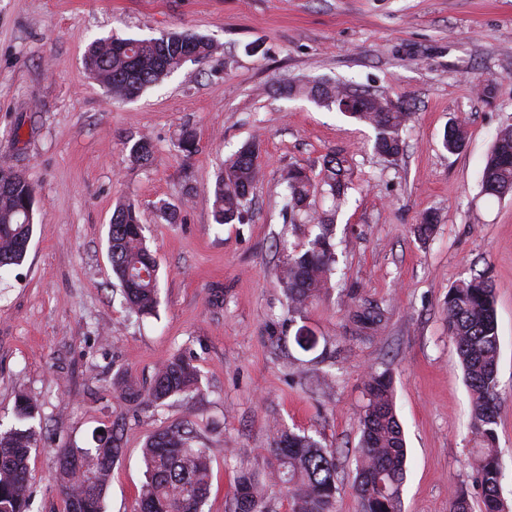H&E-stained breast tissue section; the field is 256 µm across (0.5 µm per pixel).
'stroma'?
<instances>
[{
  "label": "stroma",
  "mask_w": 512,
  "mask_h": 512,
  "mask_svg": "<svg viewBox=\"0 0 512 512\" xmlns=\"http://www.w3.org/2000/svg\"><path fill=\"white\" fill-rule=\"evenodd\" d=\"M188 31L216 52L186 63L138 98L117 102L87 72L99 38ZM488 81L475 89L473 74ZM327 80L388 96L413 112L394 159L372 150L373 129L270 86ZM465 117L469 141L442 146ZM512 125V0H0V165L36 190L25 261L0 272V426L19 396L33 399L41 436L29 459L30 512H66L56 451L92 447L116 425L122 454L105 512H133L142 449L187 425L212 475L202 512H234L233 479L262 465L283 425L343 450L335 512H359L351 487L364 381L389 371L408 448L403 512H448L456 490L479 512L471 478V402L448 337V290L479 271L497 298L501 495L512 505V197L483 195L497 131ZM192 134L198 151L175 149ZM150 162L132 161L139 138ZM259 147L262 176L236 224L212 217L225 159ZM347 154L354 185L336 215L333 288L289 317L280 284L284 245L302 243L283 211L281 176ZM177 213L167 223L157 209ZM134 205L160 268L155 315L122 305L107 257L113 212ZM437 218L429 240L414 233ZM357 301L385 312L373 341L352 339ZM317 338L305 351L300 327ZM180 354L201 391L164 404L125 398L119 378L147 389ZM332 383L315 385L321 373ZM467 127L463 120L455 119L448 124L444 132L442 145L449 153L461 151L465 145Z\"/></svg>",
  "instance_id": "35a3bbf8"
}]
</instances>
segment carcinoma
Returning <instances> with one entry per match:
<instances>
[{
    "instance_id": "1",
    "label": "carcinoma",
    "mask_w": 512,
    "mask_h": 512,
    "mask_svg": "<svg viewBox=\"0 0 512 512\" xmlns=\"http://www.w3.org/2000/svg\"><path fill=\"white\" fill-rule=\"evenodd\" d=\"M215 46L203 36L174 32L159 38L110 37L90 44L86 67L117 101L138 97L147 88L180 69L186 62H200ZM279 93L310 100L328 109L343 111L354 99L359 111L349 113L376 132L373 149L398 157L404 147L402 132L411 121L410 108L387 98L347 85L326 83L284 84ZM467 127L455 119L444 132L442 145L450 153L465 145ZM153 144L141 137L129 155L147 161ZM318 174L305 167L288 169L282 176L289 222L307 230L300 249H289L281 284L288 311L305 309L325 290L336 269L333 243L336 212L351 184L352 163L340 151L331 150L321 160ZM258 148L242 145L224 162V170L212 189L213 217L217 224L242 220L251 191L259 180ZM481 185L489 196H512V126L499 130L486 157ZM331 201L318 210L317 199ZM35 189L18 170L0 165V268L23 263L35 224ZM112 274L118 281L128 311L138 317L152 315L159 305V267L146 245L134 206L118 208L108 231ZM383 309L361 302L349 311L352 336L361 338L383 321ZM448 336L462 365L472 395V429L476 438L473 482L481 490V512H509L501 495L503 468L496 448L499 415L495 293L484 272L448 291ZM199 391V372L187 359L174 355L155 372L147 396L162 404L171 398ZM367 402L360 414V440L355 454L353 490L361 512H402V487L407 476V448L398 419L392 382L387 373H371L365 381ZM37 405L22 396L16 406L19 425L0 432V512H29L28 461L38 446L39 432L31 420ZM92 451L63 448L58 451L57 479L67 512H103L112 467L121 455L116 428L93 436ZM187 426L166 428L150 437L142 455L146 481L135 512H201L209 491L210 459L204 448L192 445ZM270 461L262 468L238 473L233 496L238 512H268L267 497L278 490L292 503V512H334L338 454L305 433L275 427Z\"/></svg>"
}]
</instances>
